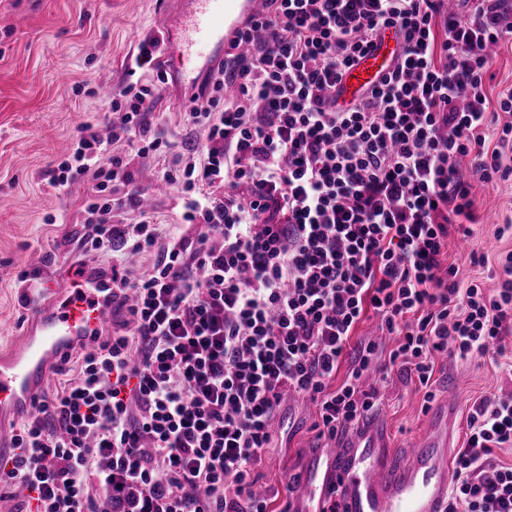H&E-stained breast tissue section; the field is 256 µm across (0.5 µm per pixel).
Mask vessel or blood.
Returning <instances> with one entry per match:
<instances>
[{
  "mask_svg": "<svg viewBox=\"0 0 512 512\" xmlns=\"http://www.w3.org/2000/svg\"><path fill=\"white\" fill-rule=\"evenodd\" d=\"M258 0H176L165 19L174 27L168 55L176 85L191 88L214 67L225 41L238 26L237 11H255ZM400 41L386 31L373 50L346 73L341 97L351 100L399 52ZM79 274L56 278L51 295L30 312L17 344L0 348V417L33 418L38 389L52 364L72 350L86 349L116 306L108 281L84 260ZM456 398L447 394L409 447L392 448L383 416H375L330 443L307 449L302 478L291 497V512H445L456 454Z\"/></svg>",
  "mask_w": 512,
  "mask_h": 512,
  "instance_id": "obj_1",
  "label": "vessel or blood"
}]
</instances>
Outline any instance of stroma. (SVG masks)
Segmentation results:
<instances>
[{"instance_id": "1", "label": "stroma", "mask_w": 512, "mask_h": 512, "mask_svg": "<svg viewBox=\"0 0 512 512\" xmlns=\"http://www.w3.org/2000/svg\"><path fill=\"white\" fill-rule=\"evenodd\" d=\"M160 0H0V346L23 334L30 300L44 298L55 275L68 271L74 255L111 273L109 256L79 252L85 206L93 192L79 181L57 189L47 173L55 168L83 125L101 137L110 134L109 91L128 79L130 56L140 39L152 36L162 21ZM178 86H169L150 115L161 139L180 151L187 130ZM129 156L134 190L148 202L155 223L181 222L176 187L155 172L160 162L140 157L131 142L115 143ZM477 222L464 244L450 243L448 259L463 282L494 291L498 259L512 251V179L471 189ZM485 256L483 265L470 254ZM380 412L387 417L393 447L402 448L419 432L427 415L425 393L441 396L454 388L458 400L456 438L465 443L474 404L512 391V344L504 355L467 359L435 358L430 388H421L401 369L387 378L371 376ZM314 405L293 398L278 420L286 434L282 447L270 449L253 468L252 480L269 498L272 512H288L290 493L302 471V451L316 441Z\"/></svg>"}]
</instances>
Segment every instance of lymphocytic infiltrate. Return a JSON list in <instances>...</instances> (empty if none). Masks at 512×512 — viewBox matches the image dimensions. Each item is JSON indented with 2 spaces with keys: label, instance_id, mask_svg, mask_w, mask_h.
Wrapping results in <instances>:
<instances>
[{
  "label": "lymphocytic infiltrate",
  "instance_id": "f902f5d3",
  "mask_svg": "<svg viewBox=\"0 0 512 512\" xmlns=\"http://www.w3.org/2000/svg\"><path fill=\"white\" fill-rule=\"evenodd\" d=\"M456 2L262 0L187 93L186 162L163 173L181 187L193 236L112 223L114 207L137 199L110 142L133 137L139 156L162 154L148 116L168 83L163 42H139L127 73L150 66L155 81L114 89L110 140L85 126L48 176L55 188H126L115 204L88 205L79 246L109 252L118 240L154 261L136 279L113 270L112 296L128 304L121 331L93 336L0 467L34 493L36 512H269L249 476L289 394L309 397L314 429L332 437L374 408L367 372L398 365L425 387L435 354H502L512 252L488 293L459 279L448 239L475 219L472 181L512 179L501 152L512 88L493 104L484 79L490 48L512 39V0ZM389 28L400 53L340 102L343 76ZM229 83L236 96L220 98ZM370 314L393 348L352 344ZM506 445L512 393L471 413L448 512H512V466L492 460Z\"/></svg>",
  "mask_w": 512,
  "mask_h": 512
}]
</instances>
